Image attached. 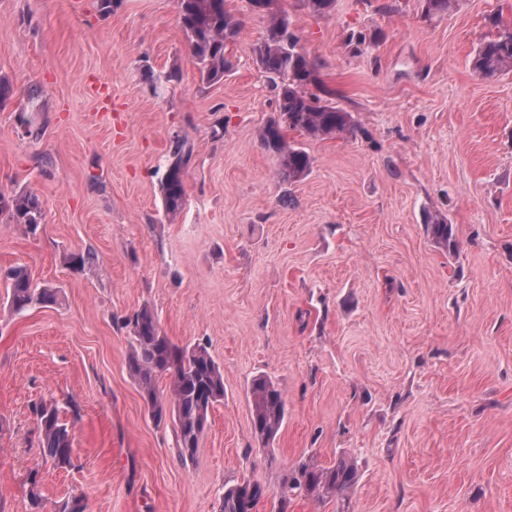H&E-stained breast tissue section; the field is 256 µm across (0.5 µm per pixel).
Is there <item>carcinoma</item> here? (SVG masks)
Masks as SVG:
<instances>
[{"mask_svg":"<svg viewBox=\"0 0 512 512\" xmlns=\"http://www.w3.org/2000/svg\"><path fill=\"white\" fill-rule=\"evenodd\" d=\"M181 28L192 61L202 81L212 84L224 80L232 62L226 57L227 44L236 40L242 28L239 17L227 8V0H175ZM251 9L268 18L264 38L253 50V62L275 92V115L260 128L259 141L276 161L278 175L296 182L312 167L305 149L286 138L290 129L311 140L336 136H353L357 132L352 115L309 91L317 83L318 64L298 47L288 14L276 8L275 0H249ZM493 33L478 47L474 69L486 79L512 71V25L497 16L489 18ZM192 148L180 137L174 138L171 161L164 175L161 196L165 213L174 215L185 200L184 171ZM44 209L39 196L32 192H0V218L19 225L35 235L41 229ZM432 237L449 250L457 249L452 225L435 219L428 225ZM96 262L91 250L67 256V264L84 269ZM7 307L19 313L33 305H55L59 300L55 288L33 284L26 268L10 269ZM124 327L131 335L127 368L139 388L152 419L158 425L172 422L178 456L194 460L210 411L224 399V376L204 344L179 346L161 329L155 311L144 306L127 318ZM169 379L167 393L157 388L158 379ZM255 438L268 445L277 436L284 421L286 404L282 391L267 376H257L250 386ZM42 459L57 468L71 463L72 438L69 425L60 418L57 406L34 405ZM41 465L34 464L28 473V498L33 512L41 505ZM358 481L356 463L341 458L333 467H322L311 459H301L284 479L278 512H288L291 496L299 493L317 502L336 499V512H347L348 494ZM263 489L245 482L224 490L218 512H253Z\"/></svg>","mask_w":512,"mask_h":512,"instance_id":"1","label":"carcinoma"}]
</instances>
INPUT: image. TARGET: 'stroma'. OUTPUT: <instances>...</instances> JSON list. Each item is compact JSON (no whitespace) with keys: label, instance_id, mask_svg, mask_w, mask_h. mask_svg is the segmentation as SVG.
<instances>
[{"label":"stroma","instance_id":"stroma-1","mask_svg":"<svg viewBox=\"0 0 512 512\" xmlns=\"http://www.w3.org/2000/svg\"><path fill=\"white\" fill-rule=\"evenodd\" d=\"M385 2L315 15L278 0L324 99L359 126L288 132L313 160L288 184L257 137L274 96L252 61L266 19L248 0L227 2L243 26L216 84L200 80L175 0L108 14L97 0H0V75L15 90L0 191L44 207L37 236L0 223V272L25 267L63 297L16 314L0 279V512H30L41 400L82 414L42 512L72 494L88 512H217L246 481L264 489L255 512H278L299 459L342 457L359 470L349 512H512V71L473 68L489 15L512 21V0L429 18L419 0ZM177 137L192 156L172 217L161 180ZM430 216L452 224L457 250ZM85 249L92 267L64 263ZM145 305L174 343L206 341L224 375L191 461L128 373L122 322ZM260 374L286 401L267 448L248 395Z\"/></svg>","mask_w":512,"mask_h":512}]
</instances>
